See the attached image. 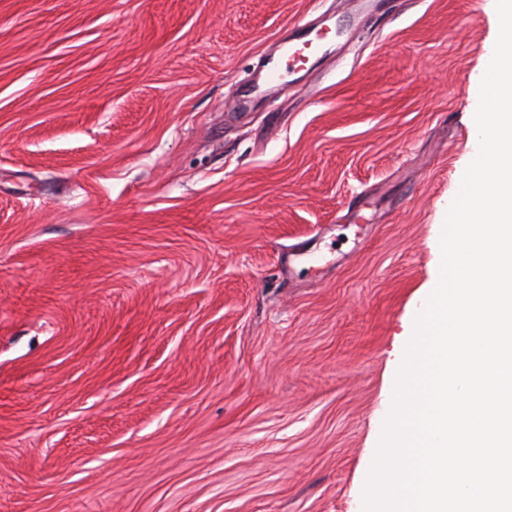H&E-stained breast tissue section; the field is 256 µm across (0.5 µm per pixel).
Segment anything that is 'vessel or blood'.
Returning a JSON list of instances; mask_svg holds the SVG:
<instances>
[{"label": "vessel or blood", "mask_w": 512, "mask_h": 512, "mask_svg": "<svg viewBox=\"0 0 512 512\" xmlns=\"http://www.w3.org/2000/svg\"><path fill=\"white\" fill-rule=\"evenodd\" d=\"M332 32L333 24L328 19L317 27L306 24L294 26L287 49L280 55L266 58V79L263 84L254 86V93L268 97L280 92L286 84L287 75L304 69L312 56L329 53Z\"/></svg>", "instance_id": "vessel-or-blood-1"}]
</instances>
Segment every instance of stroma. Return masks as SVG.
<instances>
[{
    "mask_svg": "<svg viewBox=\"0 0 512 512\" xmlns=\"http://www.w3.org/2000/svg\"><path fill=\"white\" fill-rule=\"evenodd\" d=\"M493 5L0 0V512H363ZM332 18L326 17L320 28L298 24L293 27V33L288 40V48L280 55H270L266 58L264 68L266 79L260 86L249 89L250 93H256L264 97L272 96L280 92L287 81L285 77L302 70L315 55L326 56L330 52L329 35L333 32ZM325 33V35H323Z\"/></svg>",
    "mask_w": 512,
    "mask_h": 512,
    "instance_id": "1",
    "label": "stroma"
}]
</instances>
